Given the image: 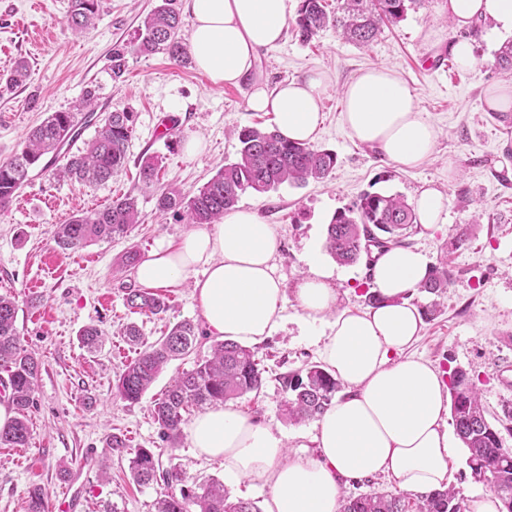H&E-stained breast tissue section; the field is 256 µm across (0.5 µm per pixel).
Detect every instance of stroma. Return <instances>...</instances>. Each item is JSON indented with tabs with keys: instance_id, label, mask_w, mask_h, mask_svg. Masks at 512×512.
<instances>
[{
	"instance_id": "1",
	"label": "stroma",
	"mask_w": 512,
	"mask_h": 512,
	"mask_svg": "<svg viewBox=\"0 0 512 512\" xmlns=\"http://www.w3.org/2000/svg\"><path fill=\"white\" fill-rule=\"evenodd\" d=\"M157 3L101 0L95 27L78 34L67 23L70 0H42L38 9L31 0H0V160L20 151L33 127L48 113L71 107L87 87H97L100 111L124 108L134 114L123 172L94 185L40 173L9 208L0 210V294L16 297L20 341L41 361L28 443L0 447V512H26L27 492L35 482L54 502L67 493L78 495L79 512H103L110 503L120 512H154L161 487L136 484L127 456L113 455L111 476L101 479L102 440L109 433L124 436L131 448H151L163 460H177L196 481L222 480L232 497L257 507H264L269 495L261 484L225 478L223 460L196 456L189 440L174 450L159 440L151 414L154 400L177 373L207 357L213 339L205 333L191 286L165 290L170 308L164 317L134 314L125 301V289L134 279L115 272L129 249L144 257L159 245L176 246L190 229L178 211L158 212L156 192L143 189L138 180L141 157L158 156L161 184L189 196L224 161L237 158L240 129L274 125L272 113L249 108V83L217 86L195 64L178 65L162 53L133 51L142 19ZM458 34L445 0H425L404 20L382 24L366 47L346 42L332 27L304 42L289 26L277 46L260 54L256 77L271 86L326 73L324 119L313 144L337 157L324 181L285 184L264 195L248 191L238 201L239 208L254 210L273 226L281 242L273 263L286 297L281 328L254 347L265 369L260 393L245 394L226 406L285 435L289 450L310 444L315 423L288 420L283 379L320 360L293 291L309 250H324L332 217L366 191L398 195L409 203L428 186L445 194L447 223L433 229L415 225L407 238L409 248L450 275L440 298L411 294L421 309L432 300L440 302L437 313L425 317L411 353L448 375L457 368L472 371L489 418L501 416L503 404L512 403V152L502 149L512 129H505L485 102L488 87L512 82V70L496 64L499 47L512 34L496 31L493 22L482 24L472 38L476 63L470 68L449 58V44ZM117 45L130 51L116 81L111 57ZM20 59L29 64L26 83L6 86L4 76ZM372 67L403 80L419 111L436 128L433 154L420 167H400L360 144L341 123L342 89ZM169 117L176 118V130L157 136L159 124ZM193 136L201 137L206 147L189 156L183 144ZM124 195L136 197L143 217L130 234L74 252L56 246V225L75 214L104 209ZM461 227L468 230L470 242L459 247L455 237ZM334 270L331 283L339 308H366L369 257ZM184 320L196 327V348L171 361L139 402L116 396L114 383L137 353L120 336L121 326L137 323L152 342ZM88 325L105 333L92 352L79 341L80 330Z\"/></svg>"
}]
</instances>
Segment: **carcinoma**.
Returning a JSON list of instances; mask_svg holds the SVG:
<instances>
[{
    "label": "carcinoma",
    "instance_id": "cac0c4a2",
    "mask_svg": "<svg viewBox=\"0 0 512 512\" xmlns=\"http://www.w3.org/2000/svg\"><path fill=\"white\" fill-rule=\"evenodd\" d=\"M424 0H340L336 13L325 10L323 0H300L295 30L304 41L327 27H334L350 42L371 43L379 32L380 21L403 20L408 9ZM176 0H162L144 17L134 51L162 52L180 65L191 57L179 32L183 26ZM100 0H71L67 22L83 33L95 26ZM127 47L112 49V79L122 77ZM98 109L95 90L88 88L71 108L50 113L33 128L23 147L0 161V209L10 206L17 192L29 181L32 169L47 154L56 155L81 137ZM133 113L115 109L99 120L94 136L68 154L60 169L51 171L58 180L102 183L122 171L127 162L128 143L133 133ZM238 157L222 165L200 189L186 196L173 188L161 190L158 211L176 206L183 209L189 224H214L236 207L240 196L252 191L266 194L283 184L303 185L309 180L327 178L336 166V154L309 143L292 142L277 130L248 127L238 134ZM160 159L145 156L140 161L139 180L146 187L158 182ZM141 221L137 199L119 197L103 210L72 217L55 231L54 240L63 251H77L89 244L124 236ZM416 223L414 209L400 196L378 192L361 194L352 206L337 212L327 227L326 247L341 264H353L374 246L379 249L405 246V230ZM448 287V271L432 267L420 290L439 295ZM126 304L135 313L160 317L167 313V298L145 288H129ZM18 302L13 295H0V369L8 374L11 404L16 416L0 428V446L22 448L29 435L28 415L36 408V385L41 363L35 351L22 345L16 326ZM103 331L92 325L83 328V346L98 347ZM197 343L195 325L181 321L155 342L143 345L115 381V394L135 403L174 358L188 354ZM474 375L458 368L450 376L451 415L456 434L469 451L468 465L474 481L494 490L502 512H512V448L504 434H512V407L503 409L504 418L493 425L486 418L473 381ZM263 369L251 349L230 340L218 341L210 356L177 374L167 390L155 400L152 415L160 438L168 447H179L184 414L190 408L223 404L247 393H258L263 386ZM288 418L309 421L319 418L332 404L340 382L318 364H309L284 380ZM132 479L139 485L161 483L163 491L155 502L156 512H259L256 505L233 498L224 483L211 479L189 481L181 465L163 467L160 455L150 448H139L130 458ZM27 512H49L46 491L38 484L28 490ZM339 512H407L403 498L375 491L360 493L341 501ZM417 512H468L465 499L453 489L433 490L422 496Z\"/></svg>",
    "mask_w": 512,
    "mask_h": 512
}]
</instances>
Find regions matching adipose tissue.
Here are the masks:
<instances>
[{
  "label": "adipose tissue",
  "mask_w": 512,
  "mask_h": 512,
  "mask_svg": "<svg viewBox=\"0 0 512 512\" xmlns=\"http://www.w3.org/2000/svg\"><path fill=\"white\" fill-rule=\"evenodd\" d=\"M187 8L194 59L217 85L250 79L260 51L280 40L288 21V0H187ZM446 9L457 28L489 19L512 31V0H446ZM327 87L322 73L271 90L258 84L249 105L272 113L285 138L309 142L322 120ZM342 98V121L359 142L406 168L431 155L436 129L392 72L363 71ZM277 250L272 226L252 210L237 209L221 223L190 230L175 247L153 250L133 277L149 289L179 288L203 267L202 277L193 278V295L207 336L257 344L282 322L285 289L272 264ZM306 263L296 300L309 329L327 323L320 357L344 386L316 422L315 457H286L282 434L221 406L190 423L191 447L223 459L232 477L269 485L266 512H338L346 483L380 474L404 492L448 486L457 449L445 422L444 374L405 354L423 326L409 295L428 274L426 257L403 247L377 255L372 286L382 301L361 311L337 309L330 272L317 252Z\"/></svg>",
  "instance_id": "obj_1"
}]
</instances>
